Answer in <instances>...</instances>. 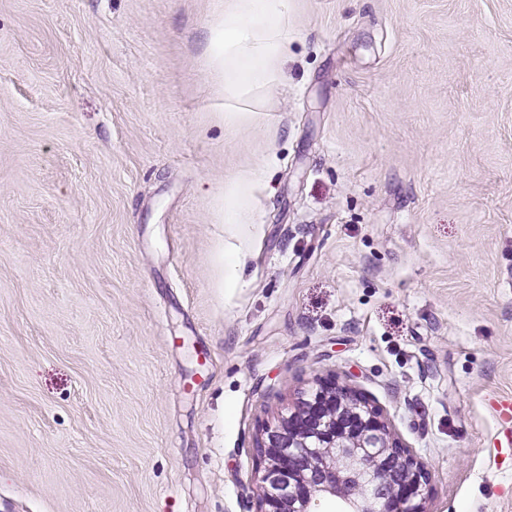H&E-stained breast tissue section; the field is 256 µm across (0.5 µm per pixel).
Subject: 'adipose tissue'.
Instances as JSON below:
<instances>
[{
    "label": "adipose tissue",
    "mask_w": 512,
    "mask_h": 512,
    "mask_svg": "<svg viewBox=\"0 0 512 512\" xmlns=\"http://www.w3.org/2000/svg\"><path fill=\"white\" fill-rule=\"evenodd\" d=\"M295 38L288 0H221L209 29L208 61L224 95L225 124L264 111L267 95L282 81L281 64ZM255 180V173H239L225 184L224 207L218 212L225 223H254L241 188Z\"/></svg>",
    "instance_id": "1"
}]
</instances>
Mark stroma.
<instances>
[{
	"mask_svg": "<svg viewBox=\"0 0 512 512\" xmlns=\"http://www.w3.org/2000/svg\"><path fill=\"white\" fill-rule=\"evenodd\" d=\"M217 4L0 0V512H255L257 437L329 376L429 512H512V0H289L234 128ZM258 182L256 172L238 173L224 186V209H219L218 216L225 224H251L255 217L251 209L240 198L242 185Z\"/></svg>",
	"mask_w": 512,
	"mask_h": 512,
	"instance_id": "35a3bbf8",
	"label": "stroma"
}]
</instances>
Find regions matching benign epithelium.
<instances>
[{"label": "benign epithelium", "instance_id": "obj_1", "mask_svg": "<svg viewBox=\"0 0 512 512\" xmlns=\"http://www.w3.org/2000/svg\"><path fill=\"white\" fill-rule=\"evenodd\" d=\"M255 451L264 462L255 512H317L326 496L346 512H429L425 464L380 408L334 378L301 392Z\"/></svg>", "mask_w": 512, "mask_h": 512}]
</instances>
